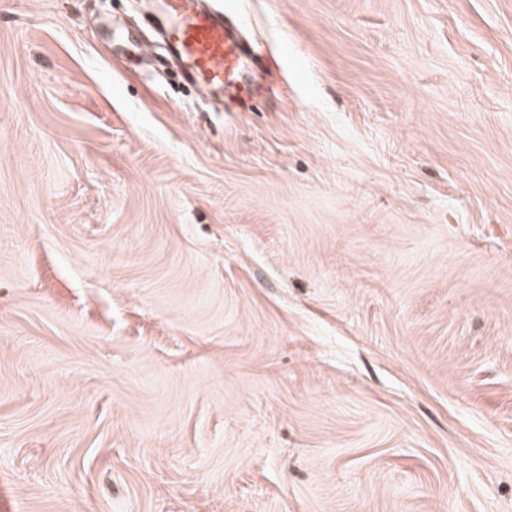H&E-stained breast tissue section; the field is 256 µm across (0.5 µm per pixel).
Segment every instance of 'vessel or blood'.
Wrapping results in <instances>:
<instances>
[{"label": "vessel or blood", "instance_id": "b4317fda", "mask_svg": "<svg viewBox=\"0 0 512 512\" xmlns=\"http://www.w3.org/2000/svg\"><path fill=\"white\" fill-rule=\"evenodd\" d=\"M158 27L186 80L230 100L252 92L247 76L251 56L224 14L208 0H159Z\"/></svg>", "mask_w": 512, "mask_h": 512}]
</instances>
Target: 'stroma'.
Masks as SVG:
<instances>
[{
	"label": "stroma",
	"instance_id": "obj_1",
	"mask_svg": "<svg viewBox=\"0 0 512 512\" xmlns=\"http://www.w3.org/2000/svg\"><path fill=\"white\" fill-rule=\"evenodd\" d=\"M0 0V512H512V0ZM207 0H160L158 27L186 80L213 95L241 100L252 93L251 52L224 12Z\"/></svg>",
	"mask_w": 512,
	"mask_h": 512
}]
</instances>
